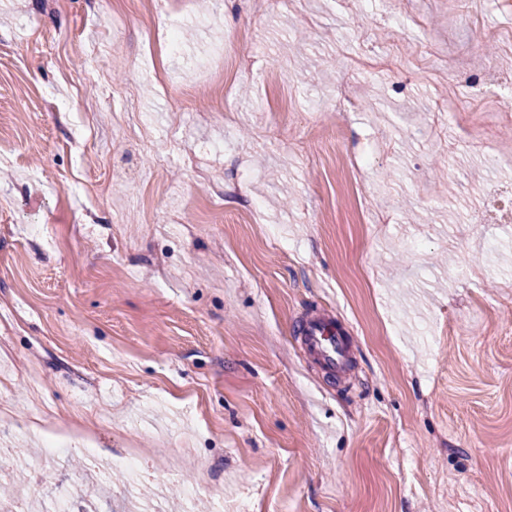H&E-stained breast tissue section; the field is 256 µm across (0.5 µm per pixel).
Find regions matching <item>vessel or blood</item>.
I'll use <instances>...</instances> for the list:
<instances>
[{
    "instance_id": "vessel-or-blood-1",
    "label": "vessel or blood",
    "mask_w": 512,
    "mask_h": 512,
    "mask_svg": "<svg viewBox=\"0 0 512 512\" xmlns=\"http://www.w3.org/2000/svg\"><path fill=\"white\" fill-rule=\"evenodd\" d=\"M303 349L308 358L325 372L344 373L350 361V348L333 320L313 316L299 325Z\"/></svg>"
}]
</instances>
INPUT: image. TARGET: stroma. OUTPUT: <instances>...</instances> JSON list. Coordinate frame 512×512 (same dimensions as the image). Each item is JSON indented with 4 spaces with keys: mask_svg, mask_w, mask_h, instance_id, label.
Wrapping results in <instances>:
<instances>
[{
    "mask_svg": "<svg viewBox=\"0 0 512 512\" xmlns=\"http://www.w3.org/2000/svg\"><path fill=\"white\" fill-rule=\"evenodd\" d=\"M489 61L512 91L457 0H0V483L36 512H512ZM315 314L349 373L305 356ZM36 428L100 462H37ZM357 105V100L351 92L350 85L346 82L341 85L330 110L336 112V115L345 121L349 112H356Z\"/></svg>",
    "mask_w": 512,
    "mask_h": 512,
    "instance_id": "stroma-1",
    "label": "stroma"
}]
</instances>
